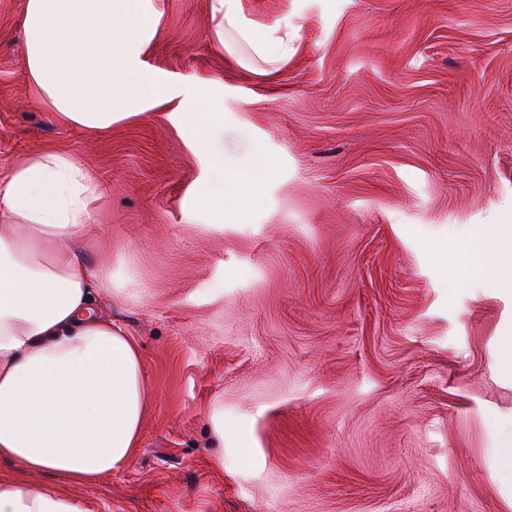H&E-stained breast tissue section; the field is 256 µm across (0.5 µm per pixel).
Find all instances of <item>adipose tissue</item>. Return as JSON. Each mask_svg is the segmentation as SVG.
<instances>
[{
  "instance_id": "1",
  "label": "adipose tissue",
  "mask_w": 512,
  "mask_h": 512,
  "mask_svg": "<svg viewBox=\"0 0 512 512\" xmlns=\"http://www.w3.org/2000/svg\"><path fill=\"white\" fill-rule=\"evenodd\" d=\"M167 0H24L20 19L27 76L63 122L89 131L155 111L191 105L198 150L213 172L209 81H172L149 64ZM212 49L238 66L250 56L286 62L295 33L270 24L250 0H209ZM97 187L81 164L59 152L35 155L0 180V459L19 479L0 485V512H81L25 478L48 472L61 482L95 483L137 453L146 405L139 344L103 300L112 270L82 255L94 235L89 211ZM255 182L238 178L234 209L223 189L205 188L212 223L253 201Z\"/></svg>"
}]
</instances>
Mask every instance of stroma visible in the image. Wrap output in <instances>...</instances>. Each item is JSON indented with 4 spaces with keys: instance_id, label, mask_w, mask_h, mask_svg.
Wrapping results in <instances>:
<instances>
[{
    "instance_id": "stroma-1",
    "label": "stroma",
    "mask_w": 512,
    "mask_h": 512,
    "mask_svg": "<svg viewBox=\"0 0 512 512\" xmlns=\"http://www.w3.org/2000/svg\"><path fill=\"white\" fill-rule=\"evenodd\" d=\"M167 2L151 64L215 80L222 177L261 184L221 224L189 116L57 120L23 0H0V180L49 150L90 171L86 258L145 365L138 453L58 493L82 512H512V291L473 265L512 234V0H251L298 40L247 70L211 50L208 0Z\"/></svg>"
}]
</instances>
